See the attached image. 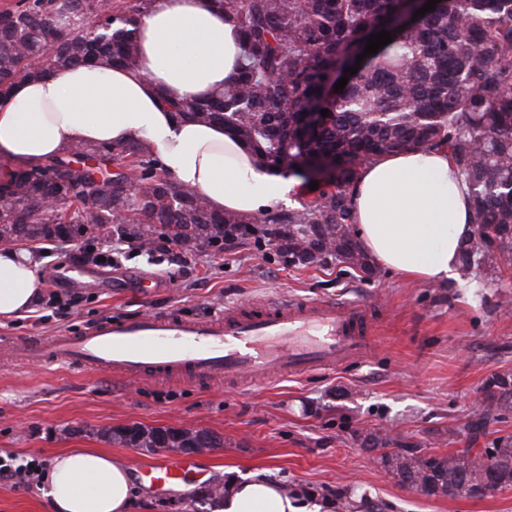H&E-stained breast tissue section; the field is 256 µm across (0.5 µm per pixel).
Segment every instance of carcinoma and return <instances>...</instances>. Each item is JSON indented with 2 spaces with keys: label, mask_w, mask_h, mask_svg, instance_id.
<instances>
[{
  "label": "carcinoma",
  "mask_w": 512,
  "mask_h": 512,
  "mask_svg": "<svg viewBox=\"0 0 512 512\" xmlns=\"http://www.w3.org/2000/svg\"><path fill=\"white\" fill-rule=\"evenodd\" d=\"M155 0H16L0 9V102L13 84L53 68L134 67L135 29ZM243 34L237 80L208 100H170L180 118L217 124L269 168L306 184L307 171L336 159V180L313 197L258 216L218 214L201 193L167 177L143 141L76 144L0 182V244L89 245L102 236L152 251L166 240L181 252L219 253L229 240L276 248L290 267L342 263L370 281L379 270L354 237L353 185L366 160L408 148L445 147L470 195L473 236L460 270L512 256V0H441L412 20L423 0H214ZM393 41L357 63L370 35ZM358 67L356 74L346 72ZM343 91L334 92L342 77ZM329 114L311 135L300 129L308 104ZM485 406L467 429L485 434L512 420V374L482 386ZM99 434L132 448H221L224 439L187 428L130 426ZM367 434L362 447L396 482L426 497L483 498L512 489V433L485 447L445 454L389 448ZM224 486L196 497L211 512ZM341 512H378L364 496L336 491Z\"/></svg>",
  "instance_id": "1"
}]
</instances>
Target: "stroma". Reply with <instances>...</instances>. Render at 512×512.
Segmentation results:
<instances>
[{"mask_svg":"<svg viewBox=\"0 0 512 512\" xmlns=\"http://www.w3.org/2000/svg\"><path fill=\"white\" fill-rule=\"evenodd\" d=\"M112 248L108 288H58L50 273L69 248L35 246L46 295L68 300L49 315L44 300L23 317L0 318V331L25 338L79 329L104 316L152 310L220 315L236 305L298 296L361 298L371 307L374 348L358 364L302 377L198 383L107 379L57 363L0 365V455L51 462L67 448L101 449L125 467L157 451L111 443L103 427L191 428L221 436L199 454L208 478L225 483L262 475L293 485L299 512H333L326 489L367 495L381 512H512V490L480 499L428 498L401 487L360 446V435L387 432L425 452L470 447L465 422L482 402L491 373L512 371V259L476 268L463 281L413 283L389 269L364 281L346 267H289L271 245L240 241L218 255L183 256L163 243L153 252ZM153 287H144V278Z\"/></svg>","mask_w":512,"mask_h":512,"instance_id":"stroma-1","label":"stroma"}]
</instances>
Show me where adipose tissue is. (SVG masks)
I'll return each instance as SVG.
<instances>
[{"instance_id":"adipose-tissue-1","label":"adipose tissue","mask_w":512,"mask_h":512,"mask_svg":"<svg viewBox=\"0 0 512 512\" xmlns=\"http://www.w3.org/2000/svg\"><path fill=\"white\" fill-rule=\"evenodd\" d=\"M133 68L53 69L15 84L0 105V152L25 164L75 143L148 141L168 178L203 194L211 207L246 216L296 187L262 166L218 125L179 120L169 100H204L238 73L240 33L212 0H155L139 24ZM354 230L379 265L415 283L457 278L462 241L472 232L468 190L447 150L406 149L378 156L353 187ZM43 291L38 264L24 247L0 244V317L32 311ZM51 512H130L128 469L94 449L60 452L44 474ZM220 512H296L274 482L251 478L226 494Z\"/></svg>"}]
</instances>
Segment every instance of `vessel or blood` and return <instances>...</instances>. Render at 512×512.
<instances>
[{"instance_id":"1","label":"vessel or blood","mask_w":512,"mask_h":512,"mask_svg":"<svg viewBox=\"0 0 512 512\" xmlns=\"http://www.w3.org/2000/svg\"><path fill=\"white\" fill-rule=\"evenodd\" d=\"M371 347L364 304L297 297L230 308L219 317L174 311L105 319L38 341L0 336V354L20 352L35 363L53 360L132 381L187 374L205 381L261 380L273 369L299 377L361 361ZM199 472L195 459L167 455L138 469L158 493L189 485Z\"/></svg>"}]
</instances>
